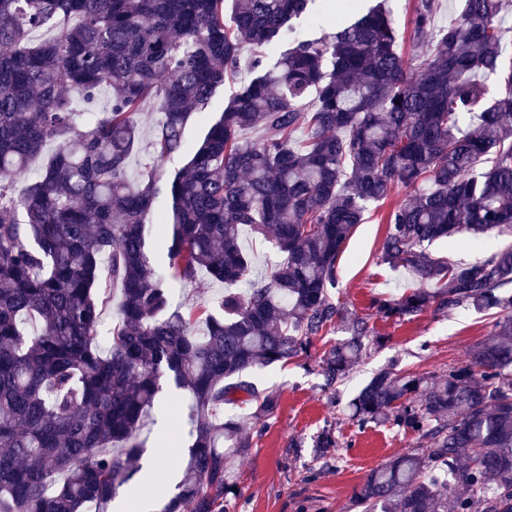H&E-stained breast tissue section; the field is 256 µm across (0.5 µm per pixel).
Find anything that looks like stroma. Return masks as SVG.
<instances>
[{
	"mask_svg": "<svg viewBox=\"0 0 512 512\" xmlns=\"http://www.w3.org/2000/svg\"><path fill=\"white\" fill-rule=\"evenodd\" d=\"M379 3L392 18L403 55L418 54L412 37L413 0H359L364 9ZM252 53V46H245L243 66L235 81L218 88L206 107L191 114L184 132L187 146L201 141L232 96L251 80L247 64ZM403 195V189H394L384 202L368 207L362 224L356 226L347 243L338 266V286L331 292L348 313L366 317L374 335L384 336V345L368 344L349 377L331 388L325 384L319 363L343 339V332L337 329L315 337L307 356L284 366L252 371L260 389L278 393L279 405L267 427L250 431L252 449L236 462L242 494L230 502L229 512H357L353 493L371 468L392 456L424 448L425 442L417 434L387 425L358 428L349 419V399L372 373L390 365L401 373H445L449 366L465 361L470 347L493 334L494 316L467 308L448 314L427 311L397 323L376 316L371 307L374 297H399L410 284L404 271L390 270L379 259L386 233L384 219ZM505 243V238L495 236L477 243L454 237L436 241L431 250L450 262L468 263ZM223 291V284L202 272L195 280L173 283V307L184 311L210 305ZM163 391L166 409L147 419L141 434L147 444L144 458L155 463L151 493L158 501L174 495L175 485L183 476L179 457L191 444L186 393L168 384ZM328 428L338 445L321 457L313 440ZM158 433L175 443L178 457L153 446Z\"/></svg>",
	"mask_w": 512,
	"mask_h": 512,
	"instance_id": "35a3bbf8",
	"label": "stroma"
}]
</instances>
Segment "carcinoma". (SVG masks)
I'll return each mask as SVG.
<instances>
[{
    "label": "carcinoma",
    "instance_id": "cac0c4a2",
    "mask_svg": "<svg viewBox=\"0 0 512 512\" xmlns=\"http://www.w3.org/2000/svg\"><path fill=\"white\" fill-rule=\"evenodd\" d=\"M311 2L233 0L226 18L224 0H0V512H109L139 471L140 429L165 375L190 398L192 444L159 512H227L241 496L230 459L251 448L243 427L278 407L246 374L307 355L341 323L349 339L321 360L326 386L362 357L368 324L331 289L368 205L395 186L405 195L386 215L380 259L418 287L373 299L376 315L470 308L497 319L467 363L434 377L382 369L349 400L358 427L389 424L429 443L369 472L355 506L512 512V243L465 264L430 251L454 235L512 237V55L501 25L512 0H459L436 32L439 0H418L414 36L432 35V48L410 59L380 7L321 38L294 37L273 65L251 61L257 76L187 150L190 115L236 72L244 44L278 40ZM481 74L499 75L497 95ZM72 89L91 108L108 94L83 129ZM149 103L161 114L156 168L133 181ZM248 129L263 138L242 137ZM49 141L54 156L17 186ZM186 152L184 167L157 173ZM154 229L163 273L148 256ZM248 232L283 254L267 279L251 278ZM202 269L227 285L216 308L169 311L172 282ZM116 290L103 351L97 329ZM31 320L39 328L28 335ZM244 405V417L225 415Z\"/></svg>",
    "mask_w": 512,
    "mask_h": 512
}]
</instances>
